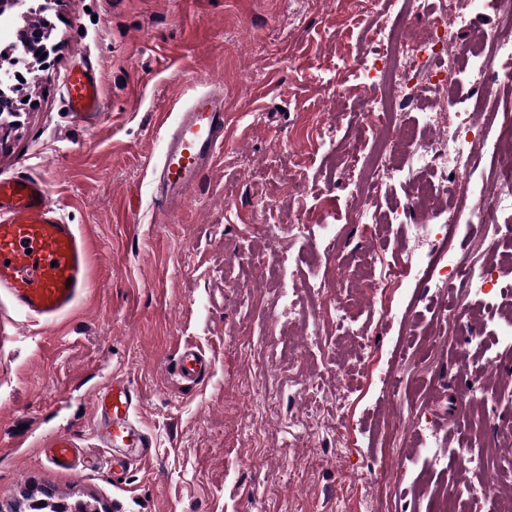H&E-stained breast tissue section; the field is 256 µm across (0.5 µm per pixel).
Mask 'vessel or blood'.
<instances>
[{"instance_id":"vessel-or-blood-1","label":"vessel or blood","mask_w":512,"mask_h":512,"mask_svg":"<svg viewBox=\"0 0 512 512\" xmlns=\"http://www.w3.org/2000/svg\"><path fill=\"white\" fill-rule=\"evenodd\" d=\"M66 98L74 122L95 120L102 111L101 77L93 68L72 70ZM224 96L196 94L168 127L163 157L153 173L158 206L180 210L213 167L226 138ZM90 245L74 225L64 223L47 184L31 176L0 177V293L26 315L50 323L70 311L89 286ZM211 371L196 347L177 350L175 373L181 383L197 385ZM140 388L121 373L93 394L94 432L107 464L124 468L128 452L146 459L152 440L138 425ZM41 446L46 462L70 469L78 451L74 435L56 431Z\"/></svg>"}]
</instances>
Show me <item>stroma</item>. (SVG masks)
Returning a JSON list of instances; mask_svg holds the SVG:
<instances>
[{"label": "stroma", "instance_id": "stroma-1", "mask_svg": "<svg viewBox=\"0 0 512 512\" xmlns=\"http://www.w3.org/2000/svg\"><path fill=\"white\" fill-rule=\"evenodd\" d=\"M50 19L51 63L30 79L19 126L0 129V174L45 180L94 255L88 288L52 323L0 295V512L34 500L89 512H436L451 484L480 512L491 481L512 496V349L493 371L484 357L496 330L485 310L512 303V273L493 297L444 296L471 318L438 323L432 286L380 283L415 248L410 229L350 221L343 152L374 93L365 67L380 41L427 16L403 0H56ZM85 61L101 75L103 114L78 124L65 75ZM209 89L224 93V147L183 209L162 213L152 169L164 123ZM300 212L311 229L280 278L303 310L284 326L261 284L270 226ZM323 277L339 279L351 327L321 301ZM391 300L396 318L379 320ZM185 342L211 362L195 387L173 375ZM288 348L321 372L317 421ZM390 369L393 398L378 379ZM116 371L142 387L137 421L153 442L118 478L95 465L91 397ZM399 418L427 422L432 453L418 455V433L392 435ZM58 429L77 439L75 472L40 462L41 436ZM470 446L492 449L488 464L462 456Z\"/></svg>", "mask_w": 512, "mask_h": 512}]
</instances>
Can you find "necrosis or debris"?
I'll return each instance as SVG.
<instances>
[{"instance_id":"4bbe7bcc","label":"necrosis or debris","mask_w":512,"mask_h":512,"mask_svg":"<svg viewBox=\"0 0 512 512\" xmlns=\"http://www.w3.org/2000/svg\"><path fill=\"white\" fill-rule=\"evenodd\" d=\"M418 12L427 14L425 32L411 33L408 42H383L378 58L382 63L372 80L387 89L367 105L365 133L372 140L393 145L395 160L371 169L365 207L356 209L352 221H374L371 206L375 191L389 180L402 177L415 168L433 172L436 182L417 187L409 198L411 209L431 221L427 235L432 245L450 242L456 232L470 239L483 238L488 227L500 223L504 211H512V101L500 99L502 81L512 78V0H411ZM488 17V24H477V17ZM472 32L468 43L455 40L458 29ZM466 88L474 99L473 109L459 112L456 133L434 140L417 149L405 130L399 113L404 103L402 90L419 93L447 86ZM494 161L495 188L475 191L461 177L479 169L484 158ZM454 176L453 198H446L440 180ZM512 270V256L496 262H475L465 258L435 256L427 262L406 256L387 266L382 283H393L417 273L436 288L462 284L475 292L497 290L499 280Z\"/></svg>"}]
</instances>
